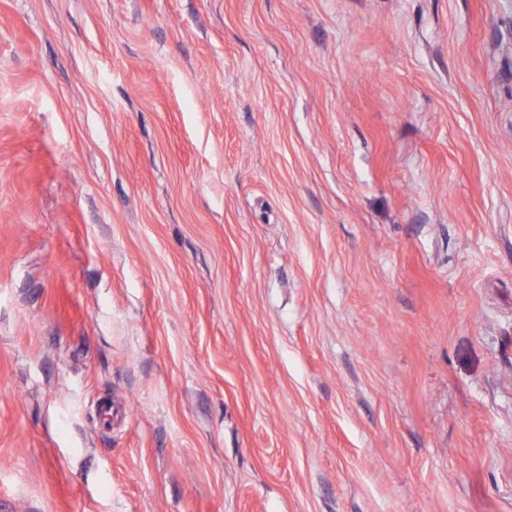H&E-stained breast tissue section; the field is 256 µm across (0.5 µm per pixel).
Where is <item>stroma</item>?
<instances>
[{"label":"stroma","mask_w":512,"mask_h":512,"mask_svg":"<svg viewBox=\"0 0 512 512\" xmlns=\"http://www.w3.org/2000/svg\"><path fill=\"white\" fill-rule=\"evenodd\" d=\"M512 0H0V512H512Z\"/></svg>","instance_id":"obj_1"}]
</instances>
